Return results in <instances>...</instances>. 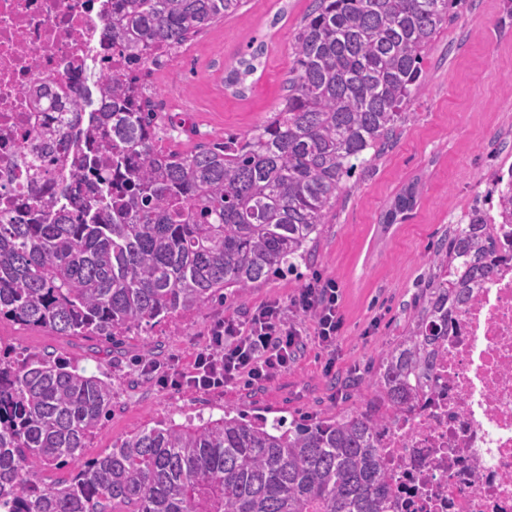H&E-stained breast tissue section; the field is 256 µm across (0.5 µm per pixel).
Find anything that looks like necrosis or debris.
<instances>
[{"label":"necrosis or debris","instance_id":"necrosis-or-debris-1","mask_svg":"<svg viewBox=\"0 0 512 512\" xmlns=\"http://www.w3.org/2000/svg\"><path fill=\"white\" fill-rule=\"evenodd\" d=\"M109 0H0V222L24 224L50 200L70 134L59 111H86L124 53L105 31ZM490 273L448 313L414 399L376 443L396 461L387 512H512V224L494 227Z\"/></svg>","mask_w":512,"mask_h":512}]
</instances>
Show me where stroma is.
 Listing matches in <instances>:
<instances>
[{"instance_id":"obj_1","label":"stroma","mask_w":512,"mask_h":512,"mask_svg":"<svg viewBox=\"0 0 512 512\" xmlns=\"http://www.w3.org/2000/svg\"><path fill=\"white\" fill-rule=\"evenodd\" d=\"M504 0H455L451 20L423 56L422 86L407 120L379 158L356 169L314 250L297 269L271 276L244 293L126 336L119 347L98 337L58 336L0 322V343L47 350L87 373L112 375V412L94 431L83 460L103 454L148 423L220 418L241 410L273 419L323 420L361 409L384 352L401 336L411 303L430 272L438 242L463 224L476 196L492 187L497 161L512 164V18ZM312 0H247L236 15L191 39V64L153 69L147 94L166 98L159 134L178 151L223 141L262 124L288 92L292 39ZM286 16H279V9ZM254 38L268 45L260 77L245 96L224 87V72ZM417 188V203L390 230L379 224L395 196ZM335 280L345 325L335 355L308 344L273 381L239 383L207 393L173 389L145 374L153 358L186 371L213 325L267 301H288L312 275ZM333 371H326L327 361Z\"/></svg>"}]
</instances>
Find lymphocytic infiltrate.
I'll return each instance as SVG.
<instances>
[{"instance_id":"f902f5d3","label":"lymphocytic infiltrate","mask_w":512,"mask_h":512,"mask_svg":"<svg viewBox=\"0 0 512 512\" xmlns=\"http://www.w3.org/2000/svg\"><path fill=\"white\" fill-rule=\"evenodd\" d=\"M310 318L312 330L300 320ZM344 326L336 282L313 277L289 304L271 300L244 315L227 317L210 331L209 344L198 352L190 371L166 372L172 385L209 392L246 380L270 381L286 372L307 343L334 351Z\"/></svg>"}]
</instances>
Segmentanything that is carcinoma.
<instances>
[{"instance_id": "1", "label": "carcinoma", "mask_w": 512, "mask_h": 512, "mask_svg": "<svg viewBox=\"0 0 512 512\" xmlns=\"http://www.w3.org/2000/svg\"><path fill=\"white\" fill-rule=\"evenodd\" d=\"M246 0H112L106 36L129 63L169 55ZM450 0H313L296 29L288 94L267 120L184 153L156 145L145 78L100 80L94 152L31 224L0 223V321L115 343L132 330L242 293L303 260L339 194L387 143L420 85L421 61L448 24ZM252 39L224 86L242 96L262 65ZM103 151L112 169L97 171ZM405 187L383 215L416 204ZM512 223V183L498 193ZM478 208L453 227L413 325L375 381L391 408L416 392L426 347L448 331L495 246ZM112 409V382L50 353L0 348V512H386L393 470L377 422L353 411L271 421L242 412L147 425L81 462ZM79 467L47 482L43 473Z\"/></svg>"}]
</instances>
